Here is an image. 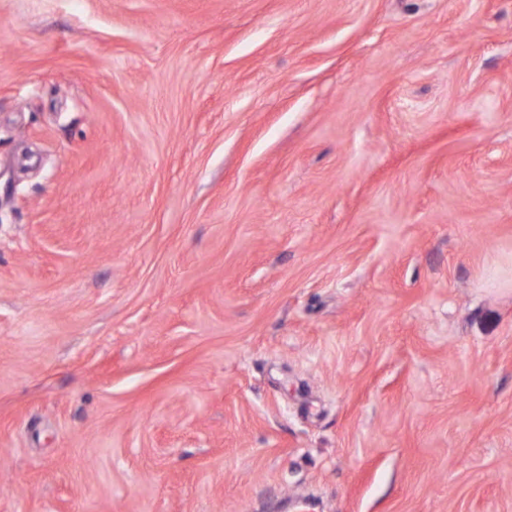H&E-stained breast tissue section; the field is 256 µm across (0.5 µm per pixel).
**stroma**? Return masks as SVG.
I'll use <instances>...</instances> for the list:
<instances>
[{"instance_id":"obj_1","label":"stroma","mask_w":512,"mask_h":512,"mask_svg":"<svg viewBox=\"0 0 512 512\" xmlns=\"http://www.w3.org/2000/svg\"><path fill=\"white\" fill-rule=\"evenodd\" d=\"M512 512V0H0V512Z\"/></svg>"}]
</instances>
